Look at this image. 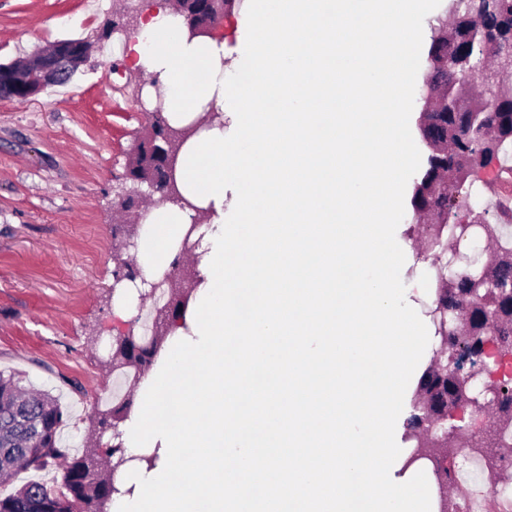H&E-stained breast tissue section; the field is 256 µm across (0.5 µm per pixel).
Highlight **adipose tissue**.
Listing matches in <instances>:
<instances>
[{
  "instance_id": "adipose-tissue-1",
  "label": "adipose tissue",
  "mask_w": 512,
  "mask_h": 512,
  "mask_svg": "<svg viewBox=\"0 0 512 512\" xmlns=\"http://www.w3.org/2000/svg\"><path fill=\"white\" fill-rule=\"evenodd\" d=\"M419 2L270 0L247 113L224 109L228 41L189 39L169 8L142 24L129 49L159 76L169 124L213 109L222 120L179 149L189 207L144 218L142 273L155 279L201 216V282L122 427L126 455L159 459L112 512H196L202 498L209 512H440L431 465L409 463L402 443L431 338L395 286L404 257L388 226L361 231L390 213L408 164L399 74L418 66ZM228 200L248 224L225 223ZM185 389L196 403L176 426L165 405ZM189 443L202 456L187 458Z\"/></svg>"
}]
</instances>
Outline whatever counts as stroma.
Segmentation results:
<instances>
[{
    "label": "stroma",
    "instance_id": "35a3bbf8",
    "mask_svg": "<svg viewBox=\"0 0 512 512\" xmlns=\"http://www.w3.org/2000/svg\"><path fill=\"white\" fill-rule=\"evenodd\" d=\"M116 0H0V63L53 42H94L67 84L36 97H0V371L62 395L63 442L86 441L92 406L111 386L114 337L134 331L114 312L112 225L126 164L148 125L147 83L113 41ZM425 68L411 91L410 165L388 218L392 245L414 246L410 198L427 149L416 120Z\"/></svg>",
    "mask_w": 512,
    "mask_h": 512
}]
</instances>
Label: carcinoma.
<instances>
[{
	"instance_id": "1",
	"label": "carcinoma",
	"mask_w": 512,
	"mask_h": 512,
	"mask_svg": "<svg viewBox=\"0 0 512 512\" xmlns=\"http://www.w3.org/2000/svg\"><path fill=\"white\" fill-rule=\"evenodd\" d=\"M458 10L448 15L443 9L430 21L432 32L428 50L427 70L430 91L424 95L418 129L429 148L426 162L414 181L411 208L412 222L432 216L439 220L434 228L423 229L431 236L436 248H447L445 230L458 235L461 225L477 215L468 207L463 192L467 180L458 177L463 169L469 176L512 150V80L508 71L500 72V85L485 90L482 81L474 89L458 90L448 76V61L465 64L480 54L469 40L475 24L497 31L500 44L486 50L494 58L499 53L512 52V0H457ZM490 238L496 255L486 269V278L503 285H512V243L500 241L495 225H489ZM443 287L448 298L442 305L450 310L472 302L473 293L486 294V286L470 274L450 270ZM488 295V294H486ZM487 310L497 314L494 334L497 342L512 348V305L500 301L496 294L488 295ZM485 313L470 310L468 324L475 345L479 346L489 332ZM141 343L142 353L136 359L145 367L153 365L164 347L167 336L151 335L146 340L133 336ZM423 384L442 386L453 393L460 380L444 379L437 373H425ZM500 397L495 407L493 426L512 425V393L496 390ZM134 386H127L124 396L104 410L111 425H119L131 411ZM49 418V433L41 442L32 443L24 421ZM67 418L58 399L49 392H31L16 373L0 372V477H11L22 470H40L58 466L60 479L53 486L29 480L5 497L0 496V512H85L92 504L112 502L119 489L112 478L97 471L94 452L68 456L60 447L59 436Z\"/></svg>"
}]
</instances>
